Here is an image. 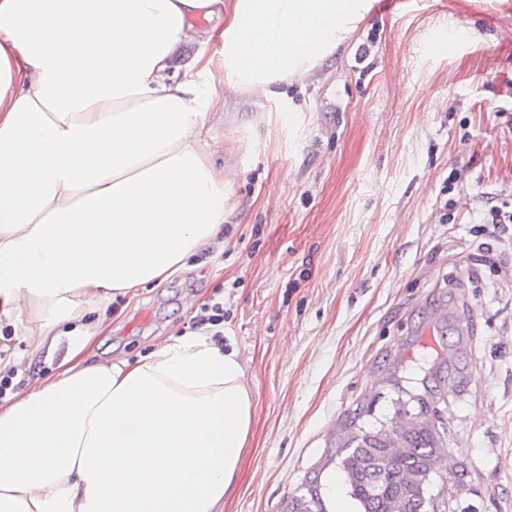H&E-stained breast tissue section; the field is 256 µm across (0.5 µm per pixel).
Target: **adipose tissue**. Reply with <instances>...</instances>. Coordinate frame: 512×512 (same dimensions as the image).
<instances>
[{
  "label": "adipose tissue",
  "mask_w": 512,
  "mask_h": 512,
  "mask_svg": "<svg viewBox=\"0 0 512 512\" xmlns=\"http://www.w3.org/2000/svg\"><path fill=\"white\" fill-rule=\"evenodd\" d=\"M366 2L0 0V317L60 359L0 402V512H222L253 414L237 351L204 326L134 364L83 352L113 294L221 231L226 95L276 97Z\"/></svg>",
  "instance_id": "ef3b65f1"
}]
</instances>
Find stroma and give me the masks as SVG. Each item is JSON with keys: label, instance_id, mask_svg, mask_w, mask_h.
I'll use <instances>...</instances> for the list:
<instances>
[{"label": "stroma", "instance_id": "obj_1", "mask_svg": "<svg viewBox=\"0 0 512 512\" xmlns=\"http://www.w3.org/2000/svg\"><path fill=\"white\" fill-rule=\"evenodd\" d=\"M454 33V50L437 48ZM277 99L213 135L224 229L184 269L114 295L94 357L138 359L224 304L252 426L223 512L347 498L353 436L439 390L441 512H512V0L381 5Z\"/></svg>", "mask_w": 512, "mask_h": 512}]
</instances>
